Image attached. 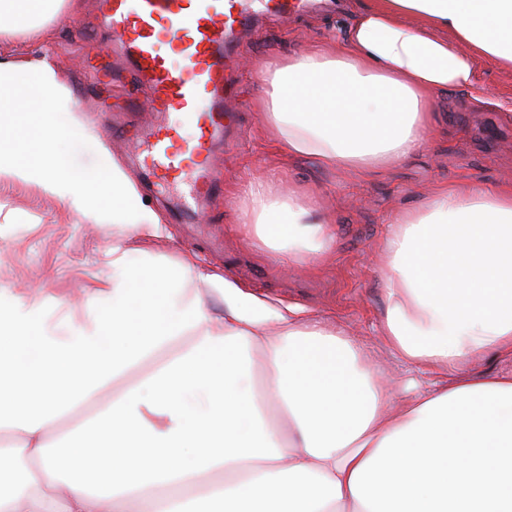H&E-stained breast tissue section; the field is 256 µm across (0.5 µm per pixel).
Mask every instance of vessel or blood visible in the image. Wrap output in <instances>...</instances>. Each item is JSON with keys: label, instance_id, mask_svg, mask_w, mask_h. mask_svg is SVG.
<instances>
[{"label": "vessel or blood", "instance_id": "1", "mask_svg": "<svg viewBox=\"0 0 512 512\" xmlns=\"http://www.w3.org/2000/svg\"><path fill=\"white\" fill-rule=\"evenodd\" d=\"M311 0H100L101 23L121 46L127 71L152 86L154 111L168 122L150 134L147 166L187 185L186 213L221 188L216 153L232 124L238 89L230 79L238 38L259 16L285 18ZM195 134L187 138L183 125Z\"/></svg>", "mask_w": 512, "mask_h": 512}]
</instances>
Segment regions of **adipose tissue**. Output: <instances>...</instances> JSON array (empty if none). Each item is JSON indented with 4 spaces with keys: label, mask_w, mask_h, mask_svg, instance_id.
<instances>
[{
    "label": "adipose tissue",
    "mask_w": 512,
    "mask_h": 512,
    "mask_svg": "<svg viewBox=\"0 0 512 512\" xmlns=\"http://www.w3.org/2000/svg\"><path fill=\"white\" fill-rule=\"evenodd\" d=\"M75 10L0 0V184L159 237L103 144L80 174L58 153L94 137L48 50ZM479 58L512 68V0H358L341 39L267 68L260 106L292 155L367 175L424 147L434 96L472 87ZM329 222L308 194L259 186L239 229L298 268L330 251ZM109 253L92 317L0 294V512H512V373L465 370L512 355V187H443L392 219L378 334L443 377L396 409L335 321L218 273L188 296V264L146 249L130 266L121 239Z\"/></svg>",
    "instance_id": "ef3b65f1"
}]
</instances>
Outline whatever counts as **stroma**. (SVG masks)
Returning a JSON list of instances; mask_svg holds the SVG:
<instances>
[{
	"label": "stroma",
	"instance_id": "1",
	"mask_svg": "<svg viewBox=\"0 0 512 512\" xmlns=\"http://www.w3.org/2000/svg\"><path fill=\"white\" fill-rule=\"evenodd\" d=\"M99 13L100 0H79L75 15L57 22L49 51L65 71L86 123L160 215L165 234L147 245L150 250L193 264L194 274L183 282L187 293L199 286L196 272H218L272 306L296 304L335 320L362 342L393 382L397 401H404L415 373L377 335L384 313L377 267L389 223L398 212L419 207L441 186H512V73L489 60L477 62L476 90L494 89L491 103L476 100L473 92L436 94L428 144L410 160L365 176L321 169L269 139L257 109L265 92L260 72L270 62L341 37L352 15L312 9L285 23L265 22L237 47L242 94L234 104V123L242 148L224 161L223 193L210 197L197 214L184 217L180 204L186 186L163 185L147 174L140 134L161 120L151 109L148 90H137L140 109L130 112L124 89L96 85L86 77L90 50L108 41ZM256 176L277 190L295 187L312 193L334 223L329 255L290 271L240 233L243 190ZM116 238L125 240L131 262H138L145 245L127 229L108 220L84 223L74 207L34 188L0 187V288L25 304L32 290H41L48 316H56L60 298L74 300L76 312L85 313L79 291L95 287L106 270L105 252Z\"/></svg>",
	"mask_w": 512,
	"mask_h": 512
}]
</instances>
